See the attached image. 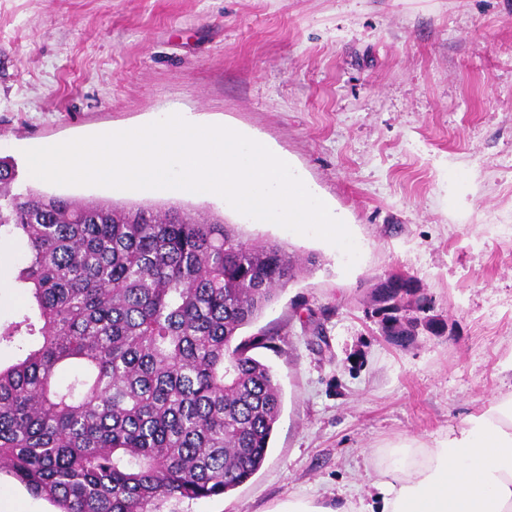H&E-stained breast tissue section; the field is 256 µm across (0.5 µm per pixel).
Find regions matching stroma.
<instances>
[{
    "mask_svg": "<svg viewBox=\"0 0 512 512\" xmlns=\"http://www.w3.org/2000/svg\"><path fill=\"white\" fill-rule=\"evenodd\" d=\"M180 112L287 154L359 250L252 224L223 198L33 182L24 152ZM0 156L16 190L176 206L287 245L254 323L282 410L261 468L178 512L373 501L378 453L431 442L512 390V0H0ZM413 277L440 330L371 318Z\"/></svg>",
    "mask_w": 512,
    "mask_h": 512,
    "instance_id": "35a3bbf8",
    "label": "stroma"
}]
</instances>
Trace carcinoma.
<instances>
[{"mask_svg":"<svg viewBox=\"0 0 512 512\" xmlns=\"http://www.w3.org/2000/svg\"><path fill=\"white\" fill-rule=\"evenodd\" d=\"M0 158V244L29 310L0 323V472L58 512H160L262 466L281 411L241 335L297 262L214 215L16 192ZM74 372L57 380L63 367Z\"/></svg>","mask_w":512,"mask_h":512,"instance_id":"cac0c4a2","label":"carcinoma"}]
</instances>
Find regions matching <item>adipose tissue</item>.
<instances>
[{
	"instance_id": "1",
	"label": "adipose tissue",
	"mask_w": 512,
	"mask_h": 512,
	"mask_svg": "<svg viewBox=\"0 0 512 512\" xmlns=\"http://www.w3.org/2000/svg\"><path fill=\"white\" fill-rule=\"evenodd\" d=\"M377 474L378 505L292 497L273 512H512V391L432 443L383 449Z\"/></svg>"
}]
</instances>
